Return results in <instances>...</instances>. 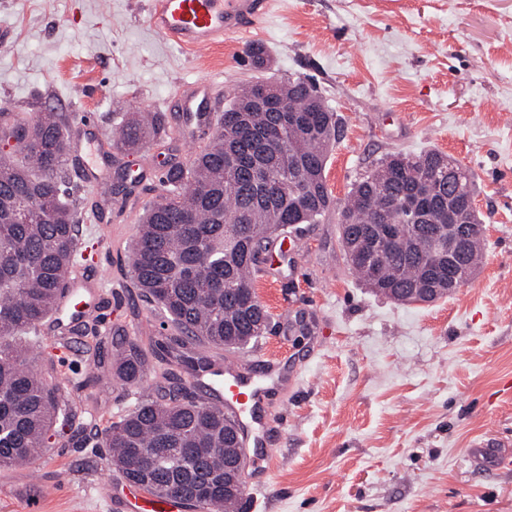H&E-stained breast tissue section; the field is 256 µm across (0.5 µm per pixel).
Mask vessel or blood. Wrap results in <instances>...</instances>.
Here are the masks:
<instances>
[{
  "label": "vessel or blood",
  "mask_w": 512,
  "mask_h": 512,
  "mask_svg": "<svg viewBox=\"0 0 512 512\" xmlns=\"http://www.w3.org/2000/svg\"><path fill=\"white\" fill-rule=\"evenodd\" d=\"M268 11L267 0H149L150 26L173 44L200 52L221 43L230 33L255 25ZM211 82L199 80L182 89L173 101L179 122L187 137L208 134L213 128L218 103L212 100ZM202 400L222 404L236 424L241 445L254 438V410L263 400L274 375L265 362H258L252 375L228 365L209 374ZM470 458L477 469L494 470L512 462V449L493 435L475 443ZM127 512H181L182 503L139 492L129 499Z\"/></svg>",
  "instance_id": "vessel-or-blood-1"
}]
</instances>
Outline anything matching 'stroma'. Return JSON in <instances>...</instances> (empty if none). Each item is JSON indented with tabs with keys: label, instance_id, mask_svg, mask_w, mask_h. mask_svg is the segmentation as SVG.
Instances as JSON below:
<instances>
[{
	"label": "stroma",
	"instance_id": "35a3bbf8",
	"mask_svg": "<svg viewBox=\"0 0 512 512\" xmlns=\"http://www.w3.org/2000/svg\"><path fill=\"white\" fill-rule=\"evenodd\" d=\"M149 0H0V108L71 104L97 149H77L84 179L85 259L76 294L92 324L47 321L28 365L69 418L35 462L0 468V512H127L102 433L167 382L151 368L136 388L112 377L122 341L163 335V315L132 284L130 245L171 165L200 141L181 128L125 152L112 118L165 111L198 79L222 102L251 82L312 80L342 122L326 184L335 206L305 224L277 271L255 288L274 332L241 351L197 347L214 364L262 359L294 368L259 409L243 512H512V465L476 470L469 449L492 434L512 444V0H273L264 23L212 49L183 51L147 22ZM262 45L270 66L246 55ZM439 150L471 170L485 243L473 280L427 305L374 295L345 257L340 209L381 157Z\"/></svg>",
	"mask_w": 512,
	"mask_h": 512
}]
</instances>
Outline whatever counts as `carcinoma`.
Masks as SVG:
<instances>
[{"mask_svg":"<svg viewBox=\"0 0 512 512\" xmlns=\"http://www.w3.org/2000/svg\"><path fill=\"white\" fill-rule=\"evenodd\" d=\"M253 85L233 92L217 130L187 167H170L166 193L140 217L130 253L132 278L146 300L170 321L177 335L155 340L150 350L128 341L114 355L113 375L139 386L149 358L177 361L195 376L210 363L190 356L197 344L242 350L270 330L260 315L254 279L259 257L276 232L317 224L334 204L325 169L338 133L337 114L300 79L278 82V92L305 128L281 137L266 112H238ZM0 467L27 463L45 447L59 415L57 388L24 359L39 328L56 310L67 280L83 259L79 238L81 186L67 163L72 131L64 112H37L25 119L0 112ZM169 135L162 112H131L112 126L113 143L139 148L148 134ZM462 173V183L450 181ZM460 191L473 198V174L458 161L429 149L382 158L351 190L341 211L344 243L369 235L380 221L404 223L392 207L400 196L420 194L429 207L443 206ZM448 225L409 224L396 243L373 262L351 267L375 294H405L428 280L448 294V257L432 243ZM146 399L103 434L113 468L149 493L228 512L224 459L236 436L224 412L178 398Z\"/></svg>","mask_w":512,"mask_h":512,"instance_id":"carcinoma-1","label":"carcinoma"}]
</instances>
